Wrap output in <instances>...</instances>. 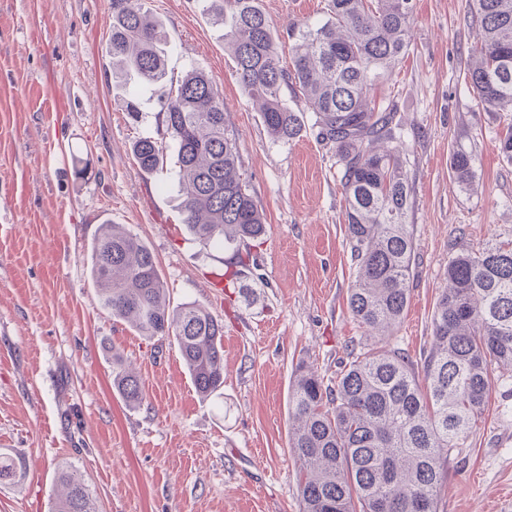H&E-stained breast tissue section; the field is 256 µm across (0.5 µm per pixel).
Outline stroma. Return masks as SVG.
Wrapping results in <instances>:
<instances>
[{
    "mask_svg": "<svg viewBox=\"0 0 512 512\" xmlns=\"http://www.w3.org/2000/svg\"><path fill=\"white\" fill-rule=\"evenodd\" d=\"M328 0H261L283 66L289 29L324 20ZM172 79L211 76L238 136L239 172L265 234L240 248L194 241L172 172H143L138 137L167 142L152 89L139 119L112 77V0H0V448L26 461L0 485V512H48L59 466H75L99 512H301L288 444V395L300 362L325 384L371 337L351 315L356 276L336 149L312 114L273 141L202 0H149ZM479 31L469 0H415L408 52L390 98L413 186L416 258L396 344L422 363L451 255L512 240V164L499 120L464 82ZM476 178L461 187L454 151ZM85 167L77 177L76 167ZM153 252L170 307L224 321V386L195 391L173 338L116 322L87 274L102 222ZM136 369L145 399L112 386V355ZM439 512H512V367L492 369L488 404L449 456ZM451 170L455 180L462 185L471 186L474 177L473 158L463 151H454L451 157Z\"/></svg>",
    "mask_w": 512,
    "mask_h": 512,
    "instance_id": "stroma-1",
    "label": "stroma"
}]
</instances>
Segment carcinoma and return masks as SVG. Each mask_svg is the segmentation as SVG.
<instances>
[{
    "mask_svg": "<svg viewBox=\"0 0 512 512\" xmlns=\"http://www.w3.org/2000/svg\"><path fill=\"white\" fill-rule=\"evenodd\" d=\"M224 23V48L258 105L269 136L294 139L312 112L318 134L336 147L345 220L357 276L349 309L380 344L367 345L329 387L301 364L288 398L290 447L302 472V512H438L448 456L467 439L488 398L492 365L512 364V242L487 243L448 260L447 286L433 315L420 366L389 342L409 301L414 234L405 146L392 133L384 86L411 41L413 0H329L322 24L290 29L293 70L281 65L259 0H204ZM480 29L465 82L480 103L504 112L499 151L512 164V0H471ZM146 0H112V78L153 88L175 147L183 223L205 244L245 243L264 234V218L236 172L238 138L229 130L215 81L192 67L168 78L160 24ZM140 168L167 164L150 136L133 143ZM455 180L473 182L472 156L453 152ZM89 274L102 306L148 338L173 336L203 397L224 386V324L195 305L169 309L152 251L110 224L96 236ZM112 385L130 406L142 403L139 375L112 353ZM25 471L24 458L0 450V483ZM50 512H98L91 489L70 466Z\"/></svg>",
    "mask_w": 512,
    "mask_h": 512,
    "instance_id": "obj_1",
    "label": "carcinoma"
}]
</instances>
